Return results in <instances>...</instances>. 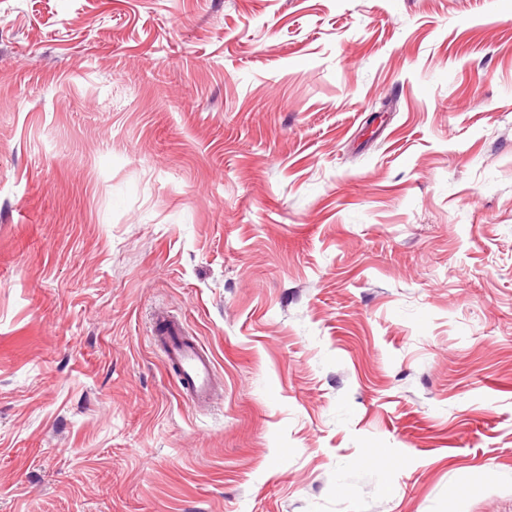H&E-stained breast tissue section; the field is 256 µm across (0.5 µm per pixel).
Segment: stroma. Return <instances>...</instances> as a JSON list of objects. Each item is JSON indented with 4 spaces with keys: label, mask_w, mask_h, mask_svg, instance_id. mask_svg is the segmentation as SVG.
<instances>
[{
    "label": "stroma",
    "mask_w": 512,
    "mask_h": 512,
    "mask_svg": "<svg viewBox=\"0 0 512 512\" xmlns=\"http://www.w3.org/2000/svg\"><path fill=\"white\" fill-rule=\"evenodd\" d=\"M0 512H512V0H0ZM155 344L165 362L174 370L181 391L194 406L210 398L214 377V360L197 342L189 340L178 319L159 317Z\"/></svg>",
    "instance_id": "obj_1"
}]
</instances>
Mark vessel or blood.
<instances>
[{
    "label": "vessel or blood",
    "instance_id": "obj_1",
    "mask_svg": "<svg viewBox=\"0 0 512 512\" xmlns=\"http://www.w3.org/2000/svg\"><path fill=\"white\" fill-rule=\"evenodd\" d=\"M155 343L174 370L185 399L194 404L207 401L215 370L211 354L186 337L181 321L165 316L160 319Z\"/></svg>",
    "mask_w": 512,
    "mask_h": 512
}]
</instances>
